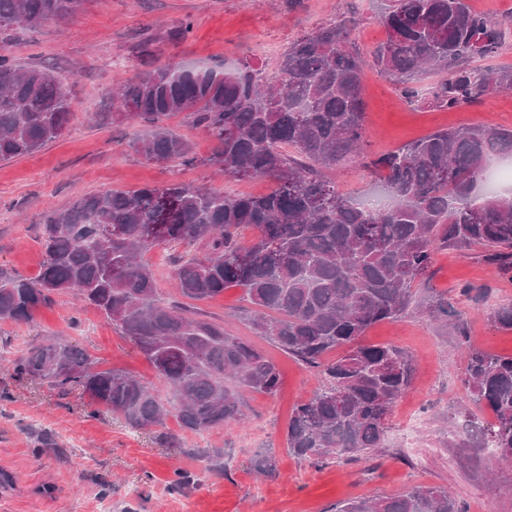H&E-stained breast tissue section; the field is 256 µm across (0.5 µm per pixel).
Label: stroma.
Listing matches in <instances>:
<instances>
[{
    "label": "stroma",
    "mask_w": 512,
    "mask_h": 512,
    "mask_svg": "<svg viewBox=\"0 0 512 512\" xmlns=\"http://www.w3.org/2000/svg\"><path fill=\"white\" fill-rule=\"evenodd\" d=\"M382 0H88L77 16L35 29L0 33V44L22 64L53 68L71 100L73 118L54 142L28 156L0 161V265L33 278L42 260L40 226L50 210L76 197L111 189L131 190L170 183L204 186L231 194H260L265 180L233 179L205 165L213 138L179 115L169 128L190 140L196 164L155 163L132 146L146 128L136 121H97L112 109V79L158 66L195 65L222 70L245 59L265 75L295 39L321 24L356 11L352 41L371 52L386 33L376 18ZM193 29L179 42L168 31L184 21ZM154 53L138 54L142 43ZM367 150L380 154L431 132L487 126L512 129V92L452 110L408 102L399 87L375 68L363 75ZM478 247L436 252L431 289L447 293L467 327L466 336L441 330L421 316L379 323L367 332L370 344H394L413 357L415 376L399 399L381 452L359 461H300L285 447L292 408L318 389L322 378L265 340L257 345L283 375L274 396H245L244 424L202 433L181 431L175 419L165 429L177 434V448L160 446L156 431L129 427L121 418L79 393L59 395L48 383L18 378L13 362L50 337L89 352L101 368L135 375L145 384L165 385L136 345L94 308L71 295L38 308L25 322L0 323V473L13 482L0 486V512H333L351 498L395 497L415 486L448 488L466 512H512V462L486 448L462 449L452 431L467 404L466 343L512 354V331L495 328L486 314L512 301V278L481 258ZM467 283L486 287L483 299L460 296ZM248 303L238 288L187 307L250 337L241 317ZM54 447L43 448L40 435ZM224 449V472L203 470L200 455ZM274 456L276 469L257 475V461ZM194 475L188 489L173 491L175 472Z\"/></svg>",
    "instance_id": "stroma-1"
}]
</instances>
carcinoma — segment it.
<instances>
[{
    "instance_id": "cac0c4a2",
    "label": "carcinoma",
    "mask_w": 512,
    "mask_h": 512,
    "mask_svg": "<svg viewBox=\"0 0 512 512\" xmlns=\"http://www.w3.org/2000/svg\"><path fill=\"white\" fill-rule=\"evenodd\" d=\"M77 0H0V31L37 28L76 14ZM386 39L367 59L351 42L356 12L288 45L277 75L249 62L218 75L160 67L116 81L112 119L149 131L134 141L155 162L193 160L191 144L166 121L184 114L217 142L202 163L235 179L273 183L260 195H227L186 184L110 190L52 210L42 224L36 278L0 266V322L28 319L53 297L75 293L100 311L153 365L171 398L134 375L102 369L87 351L47 339L14 371L74 390L138 430L162 427L170 411L181 430L206 432L244 416L243 392L276 394L281 374L247 339L158 295L143 255L156 246L185 249L175 271L181 297L201 301L240 288L257 336L320 369L323 384L288 419L295 457L319 463L386 447L398 399L410 388L412 357L393 345L360 342L382 321L424 315L466 335L448 299L415 302L440 250L485 248L482 259L512 274V193L481 194L492 162L512 155V130H442L367 159L362 82L372 63L410 99L428 69L448 73L430 87L434 108L452 109L512 89V70L482 73L476 57L502 46L503 23L467 0H387L378 15ZM71 102L58 74L16 64L0 48V160L29 155L68 129ZM380 174L385 203L374 206L336 189L327 173L352 158ZM112 225V245L100 237ZM253 232L242 244L244 232ZM512 331V302L488 313ZM344 355L330 360V352ZM465 386L489 409L486 425L462 414L463 442L497 449L512 462V355L468 346ZM205 470L224 472V450L204 454ZM337 512H464L442 488H413L385 499H352Z\"/></svg>"
}]
</instances>
